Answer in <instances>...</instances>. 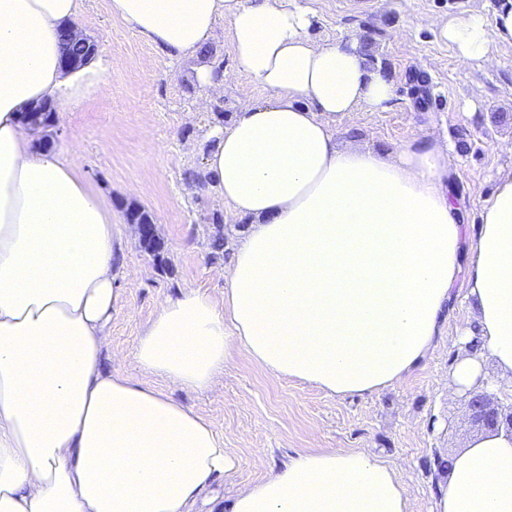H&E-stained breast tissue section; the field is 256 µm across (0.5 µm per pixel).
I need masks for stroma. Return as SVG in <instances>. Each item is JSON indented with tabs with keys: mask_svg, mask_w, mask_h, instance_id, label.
Returning a JSON list of instances; mask_svg holds the SVG:
<instances>
[{
	"mask_svg": "<svg viewBox=\"0 0 512 512\" xmlns=\"http://www.w3.org/2000/svg\"><path fill=\"white\" fill-rule=\"evenodd\" d=\"M79 22L112 70L97 92L77 108L56 113L47 131L51 150L67 157L79 149L81 173L112 207V236L125 268L116 286L121 302L112 316L109 365L159 388L208 419L237 460L236 470L214 489L225 499L263 480L299 451L361 449L399 472L410 512H432L433 497L447 481L449 459L482 435L465 392H451L449 373L466 349L460 330L475 308L457 293L441 336L426 359L401 382L375 394L331 397L317 387L273 377L242 350L207 391H196L142 371L134 362L137 340L165 297L195 289L224 300L223 274L241 242L236 223L215 225L227 208L216 190L185 181L203 169L206 132L215 121L199 106L197 69L223 60L229 80L219 106L235 115L239 104L264 90L236 72L228 25L217 23L214 56L170 58L122 21L109 0H81ZM320 17L312 36L320 42L371 39V53L392 79L396 95L382 112H353L337 120L342 142L379 151L419 140L448 143L455 157L453 181L463 190L464 222L474 233L499 174L512 171V46L499 47L491 63L463 65L429 25L441 14L492 15L498 0H308ZM424 72V95L411 77ZM474 103L476 113L465 110ZM150 187L148 196L136 186ZM148 212L162 244L160 255L141 248L137 225L125 211ZM223 234L224 249L210 246Z\"/></svg>",
	"mask_w": 512,
	"mask_h": 512,
	"instance_id": "obj_1",
	"label": "stroma"
}]
</instances>
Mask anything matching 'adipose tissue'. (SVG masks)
<instances>
[{"mask_svg":"<svg viewBox=\"0 0 512 512\" xmlns=\"http://www.w3.org/2000/svg\"><path fill=\"white\" fill-rule=\"evenodd\" d=\"M80 3L0 0V512H409L397 469L358 449L298 452L223 504L210 488L237 459L211 422L105 369L120 305L112 209L24 122L45 102L79 105L112 67L63 66ZM109 8L173 58L198 56L225 20L236 71L267 94L207 133L206 183L248 226L224 301L194 289L164 298L135 348L140 369L205 391L237 348L329 395L372 394L426 358L462 282L476 316L453 388L486 387L487 354L512 382V173L468 238L446 144L338 145L336 120L386 110L395 85L356 39L313 40L304 0ZM433 24L462 63H487L512 46V0L489 18ZM434 512H512V434L452 457Z\"/></svg>","mask_w":512,"mask_h":512,"instance_id":"1","label":"adipose tissue"}]
</instances>
